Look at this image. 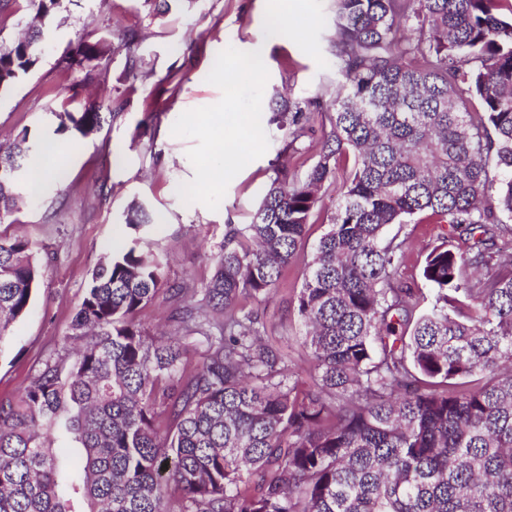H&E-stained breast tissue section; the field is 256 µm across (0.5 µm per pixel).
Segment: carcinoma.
Returning <instances> with one entry per match:
<instances>
[{"mask_svg":"<svg viewBox=\"0 0 512 512\" xmlns=\"http://www.w3.org/2000/svg\"><path fill=\"white\" fill-rule=\"evenodd\" d=\"M72 0H27L38 24L0 43V91L38 62ZM505 0H336L328 105L281 99L270 121L295 149L311 110L330 112L302 181L284 168L250 223L225 225L199 295L136 244L93 270L64 353L0 398V512H512V15ZM111 50L84 39L65 71L95 79ZM58 135L103 127L91 106ZM50 145L0 143V223ZM345 179L305 262L297 314L311 383L264 342L247 307L301 258L319 191ZM426 214L448 238L426 255L434 292L398 275L391 224ZM155 223L140 203L131 227ZM466 235L463 252L449 239ZM36 244L0 233V344L38 286ZM162 292L176 334L138 321ZM83 448L75 465L58 440Z\"/></svg>","mask_w":512,"mask_h":512,"instance_id":"1","label":"carcinoma"}]
</instances>
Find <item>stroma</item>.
I'll return each mask as SVG.
<instances>
[{"label": "stroma", "instance_id": "obj_1", "mask_svg": "<svg viewBox=\"0 0 512 512\" xmlns=\"http://www.w3.org/2000/svg\"><path fill=\"white\" fill-rule=\"evenodd\" d=\"M275 14L288 37L273 43L267 34ZM335 22L333 0H196L160 15L145 0H80L57 20L38 64L0 93V141L24 128L53 139V112L68 84L59 59L87 37L111 44L91 105L105 112L118 98L124 108L97 134L69 144L63 180L48 181L10 217L11 232L35 242L42 275L29 313L0 345V397L17 394L38 361L61 352L88 274L112 248L138 238L143 251L168 255L172 283L201 287L224 247L225 225L250 222L274 164L297 178L307 174L330 130L326 113H313L307 135L288 151L269 121L271 105L334 92ZM257 52L264 66L254 72L243 62ZM221 138L237 151L219 152ZM134 201L157 224L130 229L125 212ZM388 231L407 238L400 276L423 287L421 268L443 226L418 218ZM303 271V262L292 264L257 305L262 335L298 373L305 366L296 311Z\"/></svg>", "mask_w": 512, "mask_h": 512}]
</instances>
